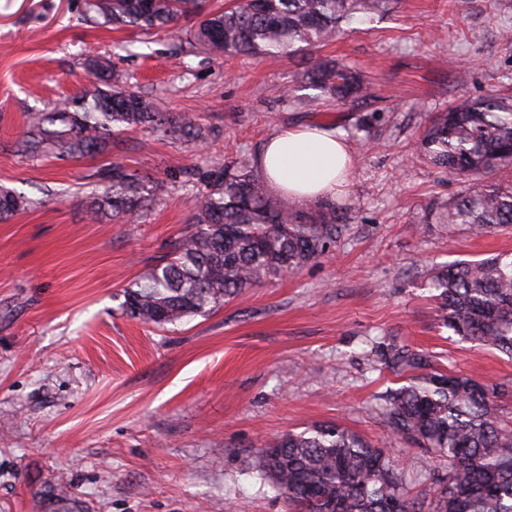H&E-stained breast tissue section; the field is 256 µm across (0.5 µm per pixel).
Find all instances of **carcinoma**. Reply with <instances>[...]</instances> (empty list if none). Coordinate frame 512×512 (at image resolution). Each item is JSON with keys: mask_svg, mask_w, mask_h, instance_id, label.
<instances>
[{"mask_svg": "<svg viewBox=\"0 0 512 512\" xmlns=\"http://www.w3.org/2000/svg\"><path fill=\"white\" fill-rule=\"evenodd\" d=\"M79 0V14L114 30L134 28L187 40L214 59H276L312 53L353 24L389 11L399 0ZM190 23L184 28L182 23ZM92 76L75 95L29 112L14 152L27 159L69 158L112 148L129 130L151 129L203 149L213 131L195 116L174 117L161 99L127 88L126 75L99 54L86 55ZM303 78L323 96L347 100L372 93L358 70L317 62ZM429 162L450 174L473 176L476 186L435 203L426 224L465 226L477 234L512 228V95L491 93L436 113L420 143ZM167 175L194 192V230L160 262L124 288L122 311L159 328L204 316L245 289L292 274L325 254L346 229L347 213L333 200L311 210L271 194L245 161L226 164L208 155L185 165L174 157ZM102 192L87 197L93 220L142 217L158 185L119 163L100 174ZM30 200L0 188V221ZM427 281L441 322L464 341L512 357V252L440 264ZM388 364L411 376L385 392L380 411L390 432L431 450L444 478L414 494L386 449L336 423L290 432L259 449L252 469L269 480L292 512H512V418L497 399L512 385L426 370L427 360L393 345Z\"/></svg>", "mask_w": 512, "mask_h": 512, "instance_id": "1", "label": "carcinoma"}]
</instances>
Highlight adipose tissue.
<instances>
[{
    "instance_id": "obj_1",
    "label": "adipose tissue",
    "mask_w": 512,
    "mask_h": 512,
    "mask_svg": "<svg viewBox=\"0 0 512 512\" xmlns=\"http://www.w3.org/2000/svg\"><path fill=\"white\" fill-rule=\"evenodd\" d=\"M347 143L323 126H283L265 142L255 166L267 184L297 199L333 195L346 184Z\"/></svg>"
}]
</instances>
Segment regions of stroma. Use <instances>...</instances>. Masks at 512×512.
Segmentation results:
<instances>
[{
    "instance_id": "1",
    "label": "stroma",
    "mask_w": 512,
    "mask_h": 512,
    "mask_svg": "<svg viewBox=\"0 0 512 512\" xmlns=\"http://www.w3.org/2000/svg\"><path fill=\"white\" fill-rule=\"evenodd\" d=\"M512 0H403L362 31L313 54L214 60L171 39L144 41L82 20L73 0H0V187L31 202L0 223V512H289L248 463L258 448L336 422L387 448L412 480L444 474L425 449L391 436L380 397L402 384L387 367L401 343L431 367L512 384V358L453 336L425 271L512 251V231L476 237L415 227L467 178L419 149L433 113L512 88ZM110 55L130 89L195 113L219 136L210 155L255 158L286 125H333L353 154L337 205L348 226L297 273L168 329L127 317L123 289L192 229V192L171 190L173 155L194 145L120 135L111 152L17 156L25 114L74 95L88 51ZM358 68L368 99L336 102L284 86L315 60ZM363 130H356L358 121ZM159 184L144 223L89 220L86 197L111 163Z\"/></svg>"
}]
</instances>
